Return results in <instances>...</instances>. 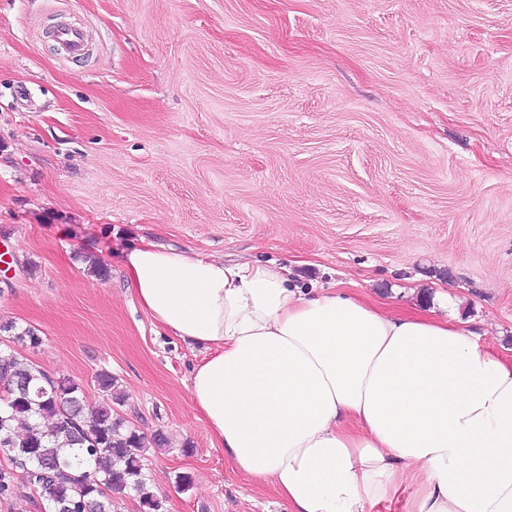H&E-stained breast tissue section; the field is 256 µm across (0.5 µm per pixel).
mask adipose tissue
<instances>
[{
    "mask_svg": "<svg viewBox=\"0 0 512 512\" xmlns=\"http://www.w3.org/2000/svg\"><path fill=\"white\" fill-rule=\"evenodd\" d=\"M134 297L205 346L189 380L216 447L288 512H512V366L448 317L392 311L286 267L147 242Z\"/></svg>",
    "mask_w": 512,
    "mask_h": 512,
    "instance_id": "adipose-tissue-1",
    "label": "adipose tissue"
}]
</instances>
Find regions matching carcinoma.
Here are the masks:
<instances>
[{
    "label": "carcinoma",
    "mask_w": 512,
    "mask_h": 512,
    "mask_svg": "<svg viewBox=\"0 0 512 512\" xmlns=\"http://www.w3.org/2000/svg\"><path fill=\"white\" fill-rule=\"evenodd\" d=\"M0 332L30 349L41 344L31 328L0 323ZM100 400L88 404L82 384L53 377L27 356L0 349V499L28 490L49 512H111L114 499L132 496L140 512H166L146 472L147 454L168 446L167 436L130 424L119 379L95 374ZM25 472L16 482L8 469Z\"/></svg>",
    "instance_id": "carcinoma-1"
}]
</instances>
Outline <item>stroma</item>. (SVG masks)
I'll return each mask as SVG.
<instances>
[{"label":"stroma","mask_w":512,"mask_h":512,"mask_svg":"<svg viewBox=\"0 0 512 512\" xmlns=\"http://www.w3.org/2000/svg\"><path fill=\"white\" fill-rule=\"evenodd\" d=\"M0 236V321L90 400L119 378L121 414L170 439L147 461L167 512H287L213 447L207 350L142 310L121 253L284 265L393 310L444 292L511 365L512 0H0ZM54 38L61 52L65 55H81L87 49L86 35L79 27L60 28L55 32ZM16 331L17 326L13 322L0 323V332L8 333V338L12 339L8 341L14 344L17 343L29 349H35L42 342L40 336L30 327L21 329L18 332Z\"/></svg>","instance_id":"obj_1"}]
</instances>
